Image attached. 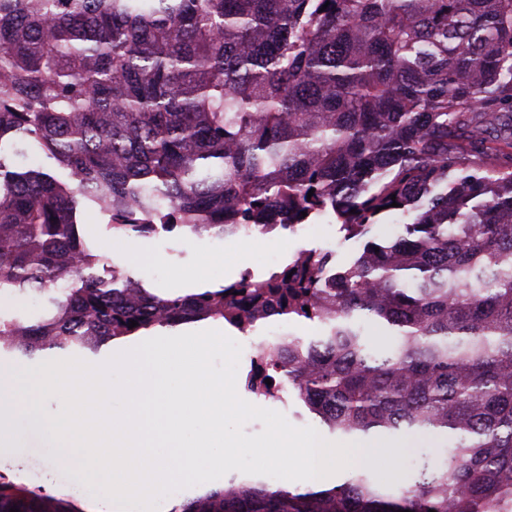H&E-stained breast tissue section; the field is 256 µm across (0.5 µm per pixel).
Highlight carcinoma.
<instances>
[{
  "instance_id": "1",
  "label": "carcinoma",
  "mask_w": 512,
  "mask_h": 512,
  "mask_svg": "<svg viewBox=\"0 0 512 512\" xmlns=\"http://www.w3.org/2000/svg\"><path fill=\"white\" fill-rule=\"evenodd\" d=\"M85 200L136 235L331 214L361 251L160 295L86 243ZM28 292L44 312L0 315V354L308 320L318 335L261 346L250 391L291 388L340 439H454L397 487L233 477L169 512H512V0H0V295ZM12 508L79 512L0 475Z\"/></svg>"
}]
</instances>
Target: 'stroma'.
I'll use <instances>...</instances> for the list:
<instances>
[{
    "label": "stroma",
    "instance_id": "stroma-1",
    "mask_svg": "<svg viewBox=\"0 0 512 512\" xmlns=\"http://www.w3.org/2000/svg\"><path fill=\"white\" fill-rule=\"evenodd\" d=\"M85 239L94 250L114 263L128 267L147 287L160 293L183 290L181 281L186 273L196 270L203 257L227 268L228 281L239 279L243 271L265 277L281 271L302 248L331 253L336 265L348 264L359 249L358 242L343 240L330 215L312 217L301 225L299 232L277 230L268 234H254L246 239L219 240L209 235H187L182 229L150 236L126 235L113 231L110 218L93 204L84 208L82 229ZM142 253L146 262L132 261V253ZM245 401L282 413L294 427L312 426L326 440H335V433L320 424L307 407L291 391H283L280 399L257 396L246 388H239ZM386 448L374 454L363 469L373 481L382 486L410 482L423 456L444 454L449 441L446 437L421 431H404L386 436ZM405 445L403 453L394 448ZM0 475L21 482L33 489H41L57 498L81 499L85 488L77 483L61 484L53 480L47 470L46 454L40 440L31 439L15 455L0 457Z\"/></svg>",
    "mask_w": 512,
    "mask_h": 512
}]
</instances>
